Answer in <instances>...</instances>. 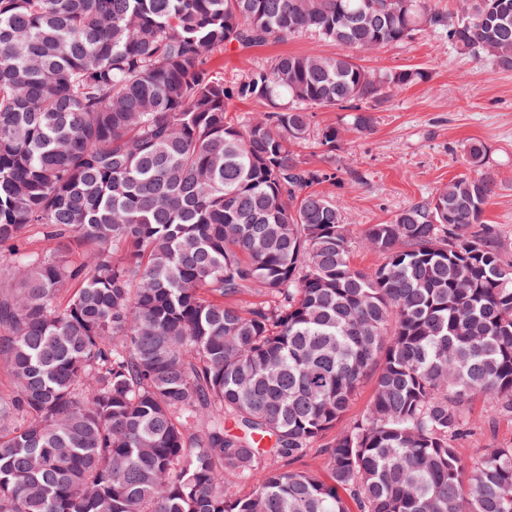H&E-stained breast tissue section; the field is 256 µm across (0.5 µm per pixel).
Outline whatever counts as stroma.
Returning <instances> with one entry per match:
<instances>
[{
  "label": "stroma",
  "mask_w": 512,
  "mask_h": 512,
  "mask_svg": "<svg viewBox=\"0 0 512 512\" xmlns=\"http://www.w3.org/2000/svg\"><path fill=\"white\" fill-rule=\"evenodd\" d=\"M338 51L337 45L307 34L264 47L227 51L218 61L230 76L282 53ZM363 63L373 69L417 66L426 69L430 79L377 106L374 128L367 135L354 132L348 112L323 109L315 114L317 128L334 126L342 134L335 160L339 180L326 191L344 208L356 243L352 264L365 270L379 264V256L360 244L368 225L428 201L438 186L467 172L464 147L473 141L486 147L487 165L498 180L485 218L512 250V71L457 52L445 32L432 29L389 45ZM472 414L483 426L463 442L464 457L476 456L492 441L512 442V419L500 416L487 422L479 399L472 404Z\"/></svg>",
  "instance_id": "stroma-1"
}]
</instances>
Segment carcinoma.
I'll return each instance as SVG.
<instances>
[{"label": "carcinoma", "instance_id": "cac0c4a2", "mask_svg": "<svg viewBox=\"0 0 512 512\" xmlns=\"http://www.w3.org/2000/svg\"><path fill=\"white\" fill-rule=\"evenodd\" d=\"M427 29L512 70V0H0V512H512V443L459 451L475 398L512 416L485 146L368 225L367 271L294 153L428 82L362 64ZM303 32L343 52L214 64ZM369 378L326 477L291 469Z\"/></svg>", "mask_w": 512, "mask_h": 512}]
</instances>
